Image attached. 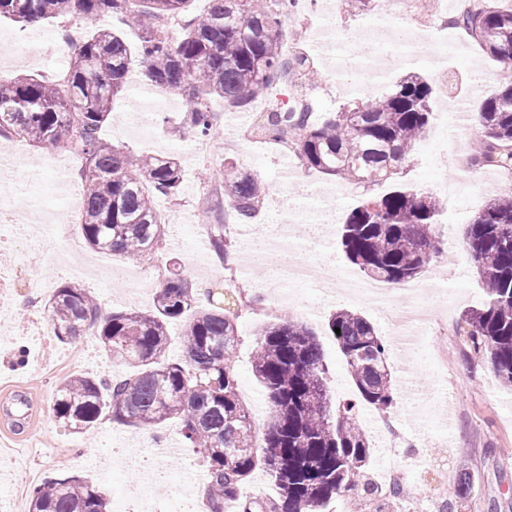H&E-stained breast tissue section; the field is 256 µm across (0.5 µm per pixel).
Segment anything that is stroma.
<instances>
[{
  "mask_svg": "<svg viewBox=\"0 0 512 512\" xmlns=\"http://www.w3.org/2000/svg\"><path fill=\"white\" fill-rule=\"evenodd\" d=\"M411 24L410 16L391 0H369L356 14L340 11L326 19L321 18L316 5L299 12L288 33L300 48L309 51L321 79L304 89L292 84L278 87L277 92L307 93L316 114L321 115L367 95L384 96L410 73L433 83L440 74H447L448 92L435 94L429 129L394 177L395 182L441 200L444 215L439 232L443 249L451 256L446 284L418 301L407 292L390 298L395 308L419 303L431 321L419 344L425 361L414 364L397 353L390 357L392 382L398 391L388 416L394 427V461L404 472V493L397 510L437 512L438 504L445 501L453 512H512V389L504 386L487 359L471 352L457 334L464 314L485 299L463 245L470 220L487 203L498 181L493 169L459 167L457 148L468 145L469 130H460L456 141L442 133L443 120L453 107L476 95L472 92L474 84L482 86L476 95L480 99L496 93L502 65L466 37L461 42L462 52L449 54L441 62H428L422 54L409 60L401 52L379 66L361 60L355 84L349 87L334 79L327 59L311 50L316 37L337 43L345 34L362 31L376 43L389 40L397 29ZM60 28L56 19L26 25L1 17L0 53L6 58L0 63V75L11 79L33 74L53 80L55 69L68 68L69 53L28 61L21 50L26 37ZM143 80L140 68H133L125 90L112 104L102 136L133 159L144 154L169 155L181 162L179 200L171 203L161 199L156 204L164 224L180 227L178 236H167L165 250L181 259L197 293L212 292L214 305L224 302V269L214 263L207 247L206 221L212 204L197 194L201 174L208 168H221L230 158L266 187L257 223L234 225L229 234L237 258L235 268L251 293L259 297L252 309L237 319L239 344L235 354L239 397L249 407L256 428H263L267 420L268 398L253 373L255 343L264 327L284 315L303 322L317 335L329 368L332 404L350 399L352 381L334 339L327 333L328 319L336 309L347 308L364 315L382 337L388 334L387 319L372 303L336 290L325 291L312 278L300 286L281 285L277 297H270L265 263L249 257L241 242L247 236L273 239L280 247L296 250L310 265L330 259L349 277L360 278V271L349 264L340 248V222L362 199L384 195L389 185L362 186L306 167L297 159L291 160L294 177H283L281 163L288 158L287 151L274 142L245 137L236 124L238 112L226 109L219 97L208 103L210 111L223 117L212 152L204 159L195 157L190 138L180 132L187 110L185 95L154 87V95L166 97L168 104L146 111V103L136 91ZM84 164V159H77L63 174L50 163L48 148H26L14 157L10 171L0 174V202L11 203L21 220L46 225L56 242L81 238L79 224L69 223L68 216L73 207L72 192L81 186ZM154 265L151 259L132 264L86 247L78 252L62 249L57 262L44 267L42 275L52 289L63 283L86 288L105 312H146L153 309L161 286L151 276ZM25 295L23 282L8 278L0 282V313H6L11 324L8 347L0 349V403L21 397L30 408L29 419L20 429L0 417V499L8 512H28L27 498L14 496V484L25 472L35 471L41 482L62 469L99 487L112 512H142L129 492L143 483L141 465L145 462L161 472L151 488L158 512L178 502L184 480L191 473L197 476L191 497L198 508H205V466L194 449L182 448L177 460H163L156 455L152 430L105 419L85 434L73 435L57 424L51 399L65 378L73 374L119 378L128 376L129 369L105 355L93 332L73 343L59 341L40 308L16 310L17 298ZM463 483L468 494L462 498L458 490Z\"/></svg>",
  "mask_w": 512,
  "mask_h": 512,
  "instance_id": "stroma-1",
  "label": "stroma"
}]
</instances>
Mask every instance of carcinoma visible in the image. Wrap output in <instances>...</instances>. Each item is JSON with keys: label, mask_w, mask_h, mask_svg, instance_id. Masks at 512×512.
Wrapping results in <instances>:
<instances>
[{"label": "carcinoma", "mask_w": 512, "mask_h": 512, "mask_svg": "<svg viewBox=\"0 0 512 512\" xmlns=\"http://www.w3.org/2000/svg\"><path fill=\"white\" fill-rule=\"evenodd\" d=\"M188 0H0V17L26 23L75 13L93 29L72 57L64 89L36 76L0 80V136L34 146L68 140L81 150L84 202L81 231L94 249L125 259L150 258L162 245L159 197L176 199L182 189L179 161L143 155L131 161L101 137L114 97L133 63L151 83L182 90L188 98L183 128L194 137L216 134L213 96L239 110L272 93L281 75L296 67L311 73L307 56L284 59L280 39L299 0H209L204 13L185 21L173 39L162 21L183 15ZM120 16L140 31L138 46L102 28ZM469 33L505 69L512 67V8L484 6L451 21ZM434 89L421 76L400 80L382 97L342 105L319 122L310 108L260 112L252 125L258 139L288 141L306 166L361 183L392 178L409 160L430 123ZM471 131L480 143L472 166L512 168V76L475 113ZM205 180L224 188V205L237 223L257 217L265 187L232 161ZM443 208L435 197L397 186L352 208L340 245L350 263L368 277L410 283L444 250L436 233ZM209 249L229 265L232 244L221 218L211 225ZM485 289L483 306L464 316L466 343L490 362L512 387V193H495L469 224L464 244ZM54 336L71 341L95 330L107 355L132 368L122 379L77 375L57 386L51 411L71 434L108 418L128 426L153 427L170 418L182 424L185 444L202 455L209 512H224L241 485L263 468L278 497L240 504L242 512H322L336 494L361 488L367 479L370 440L348 401L331 412L323 353L314 332L285 317L264 328L256 341L253 370L267 391L270 411L257 434L238 395L235 350L237 312L196 306L193 285L169 260L154 310L101 308L75 284L56 288L45 303ZM186 319L182 360L169 362L167 325ZM340 332H335V329ZM328 330L344 358L357 398L384 413L393 404L390 348L363 316L340 309ZM30 512H112L105 495L80 476L61 470L29 490Z\"/></svg>", "instance_id": "1"}]
</instances>
